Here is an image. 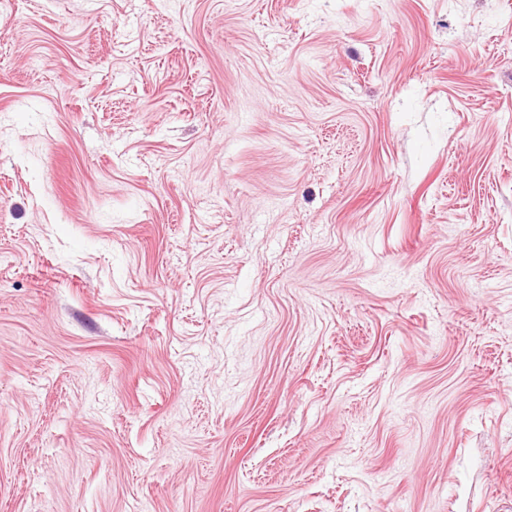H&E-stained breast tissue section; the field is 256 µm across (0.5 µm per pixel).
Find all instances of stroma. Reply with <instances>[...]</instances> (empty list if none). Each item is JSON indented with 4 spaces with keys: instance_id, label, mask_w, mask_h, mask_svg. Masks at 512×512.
Here are the masks:
<instances>
[{
    "instance_id": "1",
    "label": "stroma",
    "mask_w": 512,
    "mask_h": 512,
    "mask_svg": "<svg viewBox=\"0 0 512 512\" xmlns=\"http://www.w3.org/2000/svg\"><path fill=\"white\" fill-rule=\"evenodd\" d=\"M0 512H512V0H0Z\"/></svg>"
}]
</instances>
